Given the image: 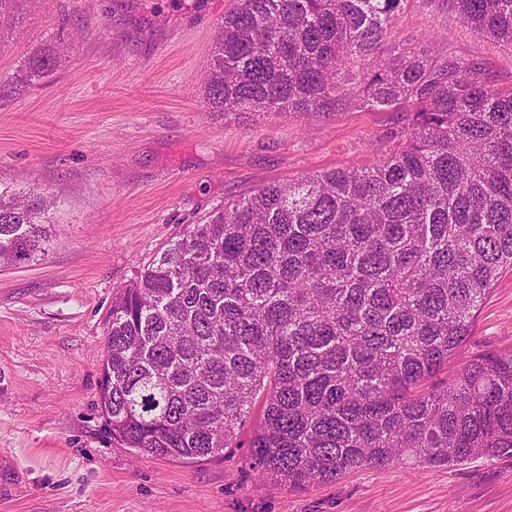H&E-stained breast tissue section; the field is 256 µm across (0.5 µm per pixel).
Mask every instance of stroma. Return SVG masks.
Returning a JSON list of instances; mask_svg holds the SVG:
<instances>
[{"label": "stroma", "instance_id": "1", "mask_svg": "<svg viewBox=\"0 0 512 512\" xmlns=\"http://www.w3.org/2000/svg\"><path fill=\"white\" fill-rule=\"evenodd\" d=\"M231 0H23L0 30V191L52 197L45 253L0 270V512H512V459L363 468L304 489L262 485L245 450L182 464L113 447L99 413L104 317L168 241L277 181L373 160L401 114L212 111L202 76ZM65 39L33 86L16 75ZM474 61L512 86V49L447 0H404L383 57ZM468 352L512 350V271Z\"/></svg>", "mask_w": 512, "mask_h": 512}]
</instances>
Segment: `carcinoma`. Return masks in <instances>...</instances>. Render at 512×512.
I'll use <instances>...</instances> for the list:
<instances>
[{"label":"carcinoma","instance_id":"1","mask_svg":"<svg viewBox=\"0 0 512 512\" xmlns=\"http://www.w3.org/2000/svg\"><path fill=\"white\" fill-rule=\"evenodd\" d=\"M404 0H233L204 76L226 115L405 104L372 162L273 182L188 226L107 312L99 402L112 447L181 463L240 448L269 487L360 468L512 458V350L467 356L512 270V88L413 53L355 73ZM512 47V0H450ZM60 44L21 66L30 86ZM50 202L0 191V268L44 252Z\"/></svg>","mask_w":512,"mask_h":512}]
</instances>
